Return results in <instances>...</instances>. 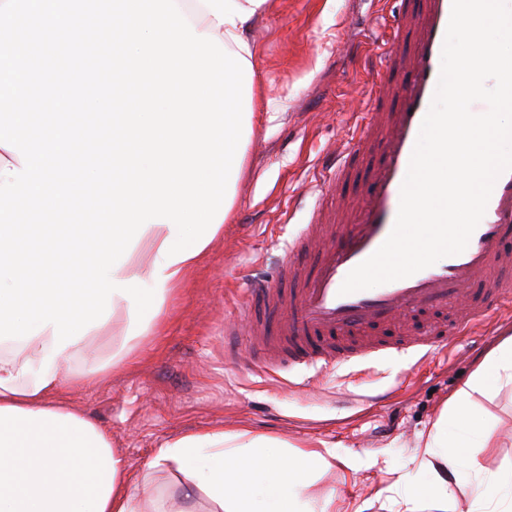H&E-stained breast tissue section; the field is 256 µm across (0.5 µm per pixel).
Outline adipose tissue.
I'll list each match as a JSON object with an SVG mask.
<instances>
[{
  "label": "adipose tissue",
  "instance_id": "1",
  "mask_svg": "<svg viewBox=\"0 0 512 512\" xmlns=\"http://www.w3.org/2000/svg\"><path fill=\"white\" fill-rule=\"evenodd\" d=\"M191 22L200 33L219 37L227 49L252 59L245 35L248 23L263 13L269 0H194ZM170 230L152 225L114 271L115 280L152 278L158 251ZM52 329L28 341H11L0 354V512H140L149 486L133 476L112 449L111 433L61 398L66 385H80L82 374L68 371L85 353L88 341L52 354ZM54 360L47 385L35 384L34 369L43 357ZM30 373H23V366ZM512 384V336L477 366L444 407L421 440L419 465L429 475L427 486L401 475V512H512V467L474 475L471 460L495 446L493 426L476 421L472 393L487 394ZM331 448L301 449L262 435L221 428L188 433L157 448L152 467L176 470L185 489L203 492L214 512H336V497L315 499L317 477L339 462ZM357 468L355 458L341 460Z\"/></svg>",
  "mask_w": 512,
  "mask_h": 512
}]
</instances>
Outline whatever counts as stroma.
Here are the masks:
<instances>
[{"mask_svg":"<svg viewBox=\"0 0 512 512\" xmlns=\"http://www.w3.org/2000/svg\"><path fill=\"white\" fill-rule=\"evenodd\" d=\"M392 0H273L253 22L255 119L245 146L232 213L221 235L168 301L160 334L146 333L136 356L111 367L129 326L115 310L93 337L90 360L108 366L86 386L66 388L76 410L112 432V448L147 475L143 512H180L182 487L150 463L164 441L221 427L356 456L358 469L336 466L311 488L335 495L339 512H396L391 485L410 471L418 480L421 436L476 366L512 336V306L492 314L476 335L440 355L366 356L327 369L298 365L263 372L225 355L224 321L236 317L241 279L274 277L281 256L321 206L316 181L347 144L374 68L386 49ZM476 417L495 427L496 448L479 455L483 473L512 464V387L472 396Z\"/></svg>","mask_w":512,"mask_h":512,"instance_id":"1","label":"stroma"}]
</instances>
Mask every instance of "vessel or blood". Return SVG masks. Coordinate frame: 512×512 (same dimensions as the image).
Listing matches in <instances>:
<instances>
[{
  "label": "vessel or blood",
  "instance_id": "obj_1",
  "mask_svg": "<svg viewBox=\"0 0 512 512\" xmlns=\"http://www.w3.org/2000/svg\"><path fill=\"white\" fill-rule=\"evenodd\" d=\"M451 3L419 0L416 11L402 13L395 22L383 55L385 66L369 91L375 105L364 112L330 173L338 181L360 161L368 163L366 188L346 223L314 211L281 259L276 279L244 283L246 306L278 312L276 332L288 342L285 350L257 356L260 367L283 359L292 366L347 361L354 354L342 345L343 337L410 313L449 309L454 317L448 328H433L390 346L375 344L379 351L390 347L399 352L415 348L426 356L440 353L457 337L474 334L490 313L512 303V249L505 245L512 237V170L497 178L485 214L462 253L378 289L339 292L347 274L384 243L395 223L401 186L437 87ZM392 69L403 71L400 85L390 83ZM310 257L316 266L302 275L300 262Z\"/></svg>",
  "mask_w": 512,
  "mask_h": 512
}]
</instances>
